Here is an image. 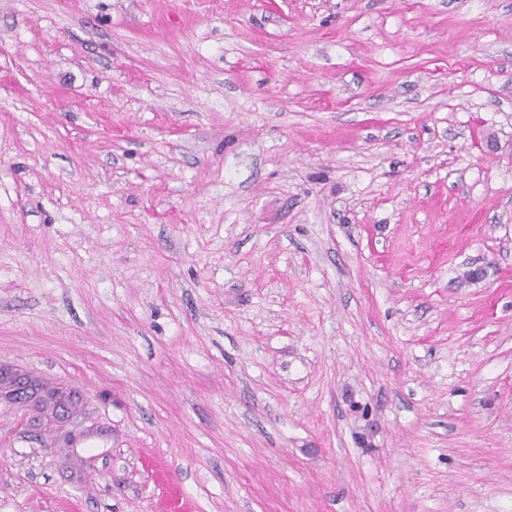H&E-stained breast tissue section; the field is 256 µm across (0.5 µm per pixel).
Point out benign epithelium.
<instances>
[{
  "label": "benign epithelium",
  "mask_w": 512,
  "mask_h": 512,
  "mask_svg": "<svg viewBox=\"0 0 512 512\" xmlns=\"http://www.w3.org/2000/svg\"><path fill=\"white\" fill-rule=\"evenodd\" d=\"M51 399L57 402L55 426L62 431L76 428L79 416L76 391L49 386L16 368L0 364V403L32 406Z\"/></svg>",
  "instance_id": "7a95c632"
}]
</instances>
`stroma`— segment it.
<instances>
[{"mask_svg": "<svg viewBox=\"0 0 512 512\" xmlns=\"http://www.w3.org/2000/svg\"><path fill=\"white\" fill-rule=\"evenodd\" d=\"M0 364V512H512V0H0ZM79 398L74 390L49 386L16 368L0 364V403L33 406L52 399L57 402L55 426L60 431L73 432L78 426Z\"/></svg>", "mask_w": 512, "mask_h": 512, "instance_id": "obj_1", "label": "stroma"}]
</instances>
